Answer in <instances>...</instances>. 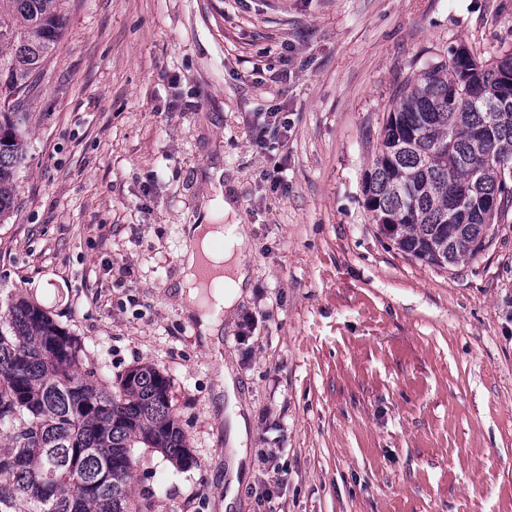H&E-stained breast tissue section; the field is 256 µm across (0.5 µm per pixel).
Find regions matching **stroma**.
Returning a JSON list of instances; mask_svg holds the SVG:
<instances>
[{"label": "stroma", "mask_w": 512, "mask_h": 512, "mask_svg": "<svg viewBox=\"0 0 512 512\" xmlns=\"http://www.w3.org/2000/svg\"><path fill=\"white\" fill-rule=\"evenodd\" d=\"M460 45L512 49V0H67L0 223V291L77 336L99 383L141 364L168 378L194 461L136 449L151 512H224L237 412L233 512H512V211L438 267L400 251L362 192L396 90ZM218 170L250 288L216 358L170 285ZM263 448L288 473L271 497ZM248 437L249 433L245 417L239 415L232 419L229 425V443L231 448L236 449V454L230 458L228 463L233 480L230 483V488L226 498L224 497V510L225 508H229L234 505V498L238 488L237 472L239 462L246 457L245 450L247 447Z\"/></svg>", "instance_id": "35a3bbf8"}]
</instances>
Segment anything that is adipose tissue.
Returning <instances> with one entry per match:
<instances>
[{"label":"adipose tissue","instance_id":"obj_1","mask_svg":"<svg viewBox=\"0 0 512 512\" xmlns=\"http://www.w3.org/2000/svg\"><path fill=\"white\" fill-rule=\"evenodd\" d=\"M248 229L241 224L188 225L180 253V278L172 293L185 315L193 319L203 343L221 345L222 322L215 316L223 311L233 316L238 301L250 286L247 265ZM208 263L211 278L200 282L197 270Z\"/></svg>","mask_w":512,"mask_h":512}]
</instances>
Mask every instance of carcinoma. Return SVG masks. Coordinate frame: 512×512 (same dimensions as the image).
I'll list each match as a JSON object with an SVG mask.
<instances>
[{
	"label": "carcinoma",
	"instance_id": "1",
	"mask_svg": "<svg viewBox=\"0 0 512 512\" xmlns=\"http://www.w3.org/2000/svg\"><path fill=\"white\" fill-rule=\"evenodd\" d=\"M66 0H0V221L17 204L29 103L66 24ZM512 51L492 62L459 46L394 95L364 183L368 208L404 253L454 265L486 247L512 169ZM80 342L38 304L0 297V512H149L129 484L133 449L193 463L168 379L134 366L96 384Z\"/></svg>",
	"mask_w": 512,
	"mask_h": 512
}]
</instances>
